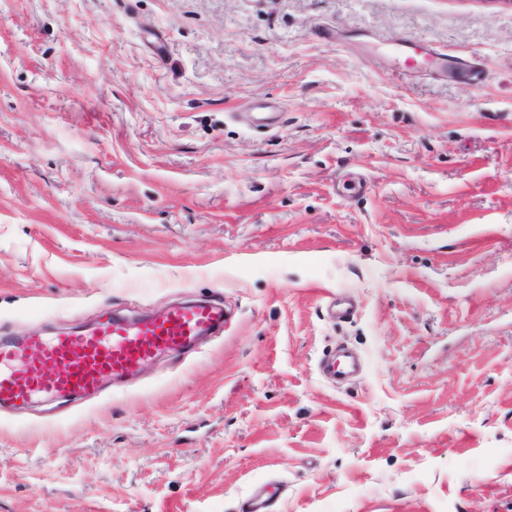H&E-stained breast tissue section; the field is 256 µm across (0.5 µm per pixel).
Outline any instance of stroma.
Returning a JSON list of instances; mask_svg holds the SVG:
<instances>
[{
    "mask_svg": "<svg viewBox=\"0 0 512 512\" xmlns=\"http://www.w3.org/2000/svg\"><path fill=\"white\" fill-rule=\"evenodd\" d=\"M202 298L197 349L0 407V512H512V0H0V339ZM320 367L323 373L328 377H341L348 376L354 373L358 367V361L356 357L352 355H345L342 359L330 358V355L321 361Z\"/></svg>",
    "mask_w": 512,
    "mask_h": 512,
    "instance_id": "35a3bbf8",
    "label": "stroma"
}]
</instances>
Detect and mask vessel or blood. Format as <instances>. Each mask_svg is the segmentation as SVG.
Masks as SVG:
<instances>
[{
    "mask_svg": "<svg viewBox=\"0 0 512 512\" xmlns=\"http://www.w3.org/2000/svg\"><path fill=\"white\" fill-rule=\"evenodd\" d=\"M224 320L223 307L214 303L175 304L137 321L112 317L82 336L0 340V404L22 406L42 394L97 393L156 356L195 346ZM320 367L332 378L354 373L359 364L346 355L324 358Z\"/></svg>",
    "mask_w": 512,
    "mask_h": 512,
    "instance_id": "1",
    "label": "vessel or blood"
}]
</instances>
